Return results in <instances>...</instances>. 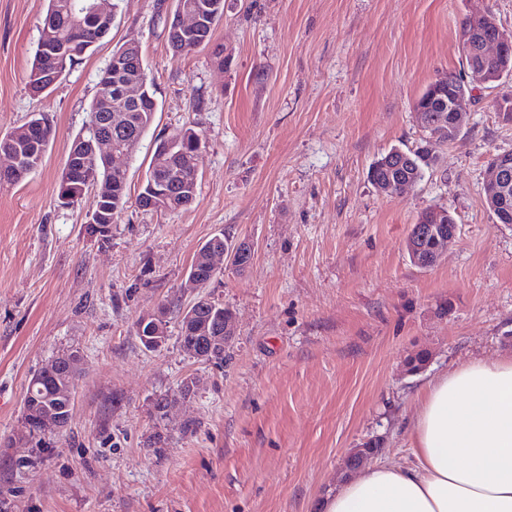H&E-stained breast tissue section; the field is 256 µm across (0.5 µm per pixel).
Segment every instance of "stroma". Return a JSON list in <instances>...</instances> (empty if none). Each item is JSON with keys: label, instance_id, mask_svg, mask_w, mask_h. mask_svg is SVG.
<instances>
[{"label": "stroma", "instance_id": "obj_1", "mask_svg": "<svg viewBox=\"0 0 512 512\" xmlns=\"http://www.w3.org/2000/svg\"><path fill=\"white\" fill-rule=\"evenodd\" d=\"M110 34L48 93L27 86L47 0H0V135L44 114L40 168L0 186V512H317L351 448L375 438L405 462L420 390L442 370L512 352V224L485 203L488 161L512 151V124L477 89L459 137L423 179L387 195L368 178L391 148L426 133L415 100L461 68V22L491 10L512 31V0H224L209 49L173 53L172 0H115ZM137 42L158 103L152 132L120 165L137 195L154 137L194 127L204 143L185 209L128 207L109 241L87 230L94 192L61 205L72 141L101 71ZM455 218L430 268L405 244L421 213ZM223 233L254 246L205 289L188 275ZM236 323L224 363L179 339L200 295ZM164 311V343L135 323ZM429 354L418 372L407 361ZM79 374L66 428L23 431L30 380L62 352ZM188 376L196 395L156 403Z\"/></svg>", "mask_w": 512, "mask_h": 512}]
</instances>
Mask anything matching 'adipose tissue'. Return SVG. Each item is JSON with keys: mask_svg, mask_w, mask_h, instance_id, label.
<instances>
[{"mask_svg": "<svg viewBox=\"0 0 512 512\" xmlns=\"http://www.w3.org/2000/svg\"><path fill=\"white\" fill-rule=\"evenodd\" d=\"M411 439V461L367 463L321 512H512V354L428 383Z\"/></svg>", "mask_w": 512, "mask_h": 512, "instance_id": "1", "label": "adipose tissue"}]
</instances>
